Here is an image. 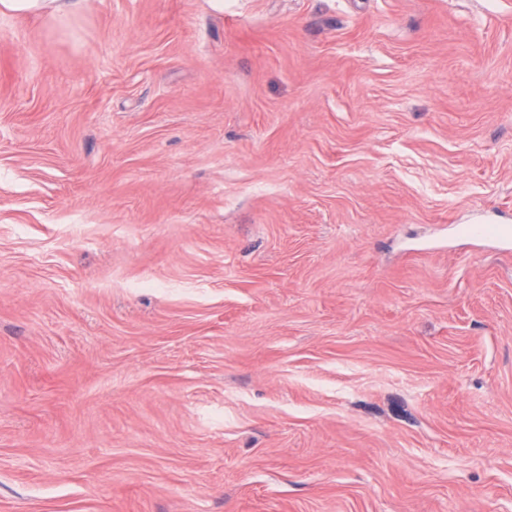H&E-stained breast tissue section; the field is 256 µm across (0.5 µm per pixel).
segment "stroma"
Returning <instances> with one entry per match:
<instances>
[{
	"label": "stroma",
	"mask_w": 512,
	"mask_h": 512,
	"mask_svg": "<svg viewBox=\"0 0 512 512\" xmlns=\"http://www.w3.org/2000/svg\"><path fill=\"white\" fill-rule=\"evenodd\" d=\"M512 0L0 17V512H512Z\"/></svg>",
	"instance_id": "35a3bbf8"
}]
</instances>
